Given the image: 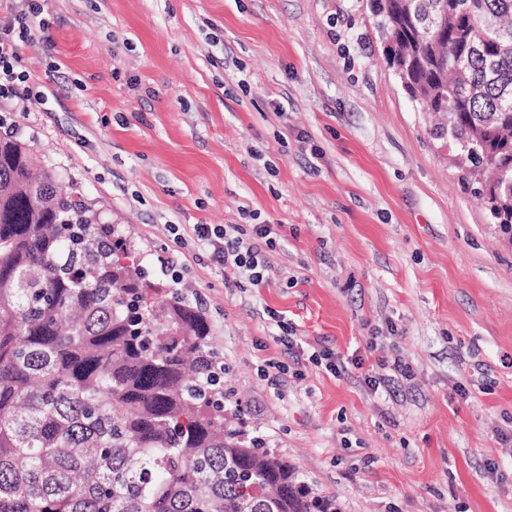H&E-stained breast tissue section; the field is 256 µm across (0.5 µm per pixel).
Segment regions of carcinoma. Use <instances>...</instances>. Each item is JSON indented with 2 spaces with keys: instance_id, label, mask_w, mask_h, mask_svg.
<instances>
[{
  "instance_id": "1",
  "label": "carcinoma",
  "mask_w": 512,
  "mask_h": 512,
  "mask_svg": "<svg viewBox=\"0 0 512 512\" xmlns=\"http://www.w3.org/2000/svg\"><path fill=\"white\" fill-rule=\"evenodd\" d=\"M409 98L512 229V0H370ZM0 136V512H340L231 428L202 309Z\"/></svg>"
}]
</instances>
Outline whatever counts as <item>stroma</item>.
<instances>
[{
    "mask_svg": "<svg viewBox=\"0 0 512 512\" xmlns=\"http://www.w3.org/2000/svg\"><path fill=\"white\" fill-rule=\"evenodd\" d=\"M37 2L4 125L161 288L181 274L246 429L341 512H512V240L369 0ZM195 224L277 225L266 282L225 278ZM381 356L410 375L374 391Z\"/></svg>",
    "mask_w": 512,
    "mask_h": 512,
    "instance_id": "stroma-1",
    "label": "stroma"
}]
</instances>
